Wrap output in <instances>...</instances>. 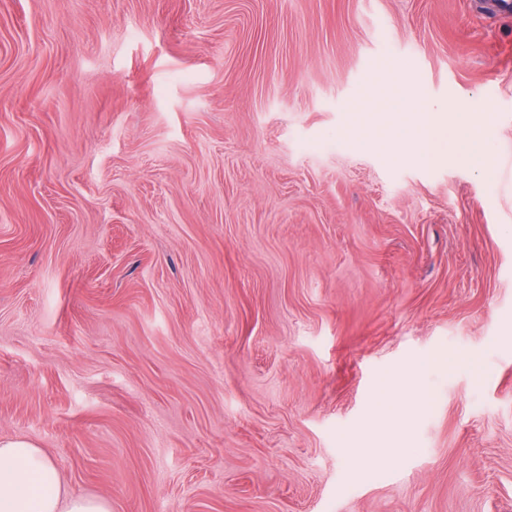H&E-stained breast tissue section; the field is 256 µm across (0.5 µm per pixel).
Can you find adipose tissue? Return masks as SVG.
Returning a JSON list of instances; mask_svg holds the SVG:
<instances>
[{
  "instance_id": "ef3b65f1",
  "label": "adipose tissue",
  "mask_w": 512,
  "mask_h": 512,
  "mask_svg": "<svg viewBox=\"0 0 512 512\" xmlns=\"http://www.w3.org/2000/svg\"><path fill=\"white\" fill-rule=\"evenodd\" d=\"M393 94L390 88L378 90L358 103L351 115V130L370 141L385 129L406 130L407 139L388 143L390 155H422L427 146L421 133L429 119L447 123L452 116L414 109L388 111L387 101ZM0 512H110V507L104 499L69 490L56 463L41 448L26 438L12 437L0 438Z\"/></svg>"
}]
</instances>
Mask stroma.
<instances>
[{"label": "stroma", "instance_id": "35a3bbf8", "mask_svg": "<svg viewBox=\"0 0 512 512\" xmlns=\"http://www.w3.org/2000/svg\"><path fill=\"white\" fill-rule=\"evenodd\" d=\"M384 57L435 153L348 133ZM17 436L112 512H512V9L0 0Z\"/></svg>", "mask_w": 512, "mask_h": 512}]
</instances>
